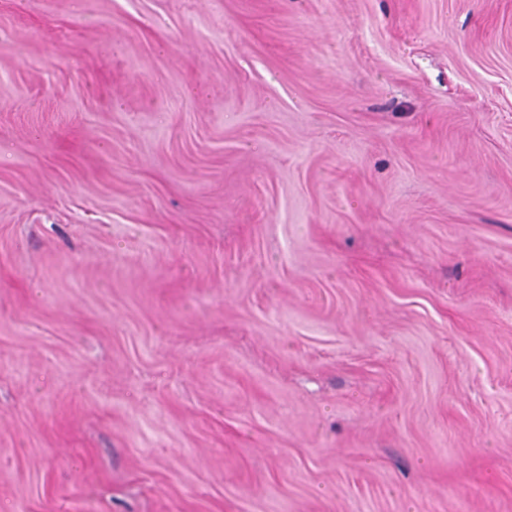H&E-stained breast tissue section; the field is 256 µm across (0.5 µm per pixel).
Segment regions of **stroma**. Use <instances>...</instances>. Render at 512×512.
<instances>
[{
  "label": "stroma",
  "mask_w": 512,
  "mask_h": 512,
  "mask_svg": "<svg viewBox=\"0 0 512 512\" xmlns=\"http://www.w3.org/2000/svg\"><path fill=\"white\" fill-rule=\"evenodd\" d=\"M0 512H512V0H0Z\"/></svg>",
  "instance_id": "obj_1"
}]
</instances>
